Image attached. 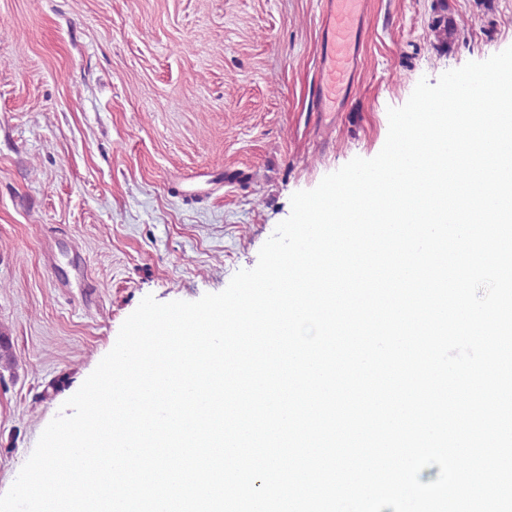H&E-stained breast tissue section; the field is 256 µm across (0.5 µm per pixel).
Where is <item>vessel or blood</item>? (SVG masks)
Returning a JSON list of instances; mask_svg holds the SVG:
<instances>
[{
    "mask_svg": "<svg viewBox=\"0 0 512 512\" xmlns=\"http://www.w3.org/2000/svg\"><path fill=\"white\" fill-rule=\"evenodd\" d=\"M324 52L319 63V104L335 101L337 89L344 84L355 67L350 48L361 35L365 0H324Z\"/></svg>",
    "mask_w": 512,
    "mask_h": 512,
    "instance_id": "vessel-or-blood-1",
    "label": "vessel or blood"
}]
</instances>
